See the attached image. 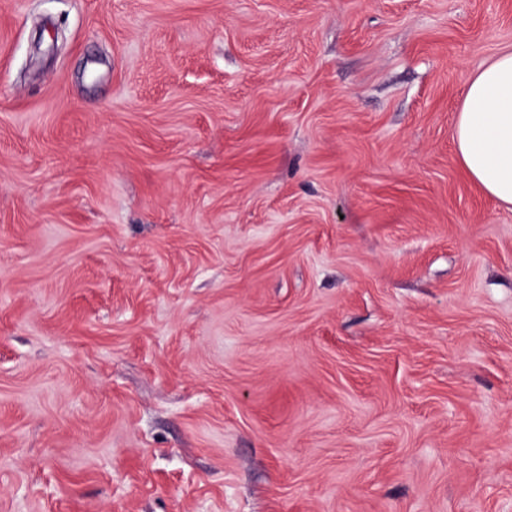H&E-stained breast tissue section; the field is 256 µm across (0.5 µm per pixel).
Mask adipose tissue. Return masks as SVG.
Returning <instances> with one entry per match:
<instances>
[{"mask_svg": "<svg viewBox=\"0 0 512 512\" xmlns=\"http://www.w3.org/2000/svg\"><path fill=\"white\" fill-rule=\"evenodd\" d=\"M454 139L469 177L488 196L512 206V50L470 77Z\"/></svg>", "mask_w": 512, "mask_h": 512, "instance_id": "1", "label": "adipose tissue"}]
</instances>
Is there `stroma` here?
Returning <instances> with one entry per match:
<instances>
[{
    "mask_svg": "<svg viewBox=\"0 0 512 512\" xmlns=\"http://www.w3.org/2000/svg\"><path fill=\"white\" fill-rule=\"evenodd\" d=\"M512 0H0V512H512V209L461 168Z\"/></svg>",
    "mask_w": 512,
    "mask_h": 512,
    "instance_id": "35a3bbf8",
    "label": "stroma"
}]
</instances>
